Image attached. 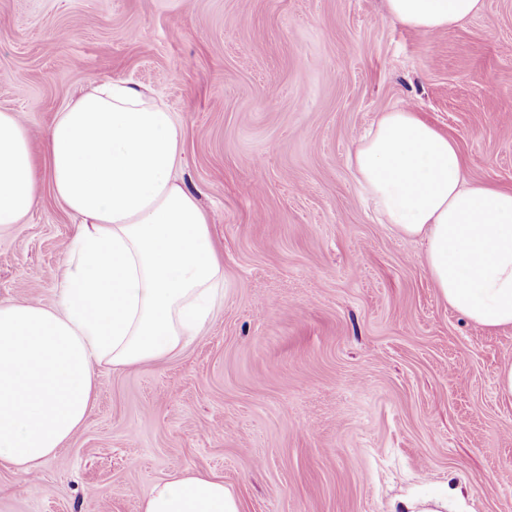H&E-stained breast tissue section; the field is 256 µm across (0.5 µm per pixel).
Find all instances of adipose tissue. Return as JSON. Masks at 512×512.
I'll return each mask as SVG.
<instances>
[{
    "label": "adipose tissue",
    "mask_w": 512,
    "mask_h": 512,
    "mask_svg": "<svg viewBox=\"0 0 512 512\" xmlns=\"http://www.w3.org/2000/svg\"><path fill=\"white\" fill-rule=\"evenodd\" d=\"M481 0H384L402 26L434 33ZM185 131L150 90L97 81L45 138L54 194L78 220L62 306L0 302V463L37 472L82 427L95 366L131 368L183 350L207 326L224 284L210 220L173 178ZM350 168L379 223L421 239L441 299L474 323L512 326V190L473 181L456 141L397 107L355 142ZM28 130L0 110V227L20 223L41 190ZM139 512H244L223 479L180 473Z\"/></svg>",
    "instance_id": "1"
}]
</instances>
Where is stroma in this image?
Listing matches in <instances>:
<instances>
[{"mask_svg": "<svg viewBox=\"0 0 512 512\" xmlns=\"http://www.w3.org/2000/svg\"><path fill=\"white\" fill-rule=\"evenodd\" d=\"M112 78L183 126L175 175L210 217L223 293L180 354L96 365L59 456L0 465V512H138L184 472L222 478L244 512H392L448 487V512H512V326L448 307L348 164L408 105L473 179L512 189V0L433 34L381 0H0V110L36 162L58 112ZM74 231L43 185L0 229V301L57 306Z\"/></svg>", "mask_w": 512, "mask_h": 512, "instance_id": "1", "label": "stroma"}]
</instances>
